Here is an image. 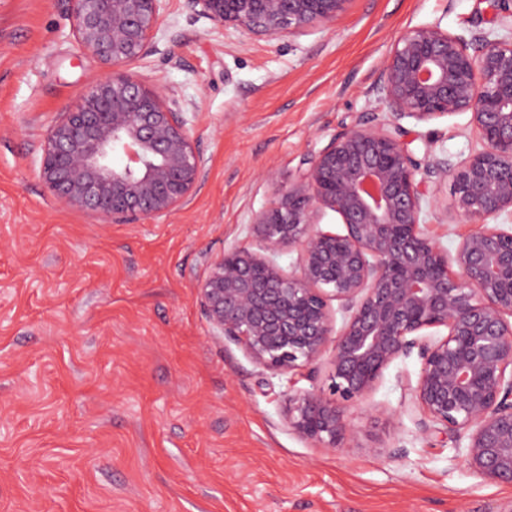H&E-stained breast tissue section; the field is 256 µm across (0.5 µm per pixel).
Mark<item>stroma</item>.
Returning a JSON list of instances; mask_svg holds the SVG:
<instances>
[{
  "instance_id": "stroma-1",
  "label": "stroma",
  "mask_w": 512,
  "mask_h": 512,
  "mask_svg": "<svg viewBox=\"0 0 512 512\" xmlns=\"http://www.w3.org/2000/svg\"><path fill=\"white\" fill-rule=\"evenodd\" d=\"M72 8L0 0V512H512V484L420 433L417 356L348 405L357 443L320 448L284 409L328 388L327 367H257L214 337L196 290L225 251L256 247V215L304 156L385 115L374 86L403 33L496 29L489 0H347L334 22L275 39L164 0L127 70L181 110L203 177L185 205L133 224L60 205L40 176L50 127L102 72ZM400 123L419 157L481 146L467 112ZM421 218L451 253L473 229L447 183Z\"/></svg>"
}]
</instances>
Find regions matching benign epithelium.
Returning <instances> with one entry per match:
<instances>
[{"mask_svg": "<svg viewBox=\"0 0 512 512\" xmlns=\"http://www.w3.org/2000/svg\"><path fill=\"white\" fill-rule=\"evenodd\" d=\"M162 2L75 0L78 44L106 74L50 128L40 174L60 203L102 222L168 214L201 184L180 111L121 72L149 52ZM189 2L217 25L277 38L335 20L346 0ZM492 8L512 32V0ZM375 90L391 118L346 129L304 158L256 215L259 248L214 261L198 298L215 336L242 345L257 366L285 375L327 363L329 391L288 396L286 422L299 437L322 448L357 442L343 403L366 399L391 363L415 351L421 434L467 440L470 470L512 484V230L491 223L512 212V37L414 28L396 41ZM460 112L471 114L481 148L455 164L435 158L431 181L417 179L421 163L394 119ZM447 179L456 214L477 225L451 259L421 222L422 203ZM325 208L346 233L319 227ZM287 248L298 250L290 273L276 262ZM333 300L344 313L336 334ZM441 326V339L426 333Z\"/></svg>", "mask_w": 512, "mask_h": 512, "instance_id": "obj_1", "label": "benign epithelium"}]
</instances>
